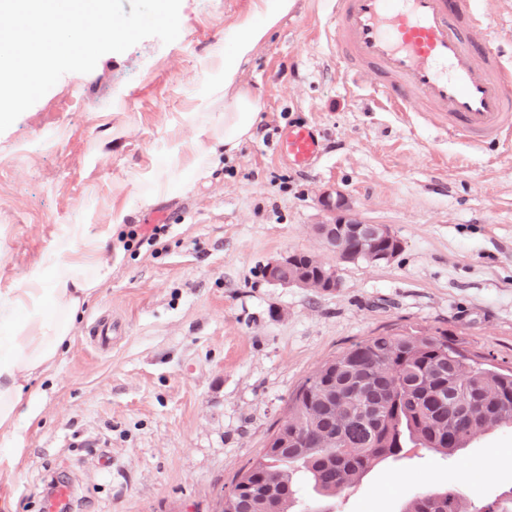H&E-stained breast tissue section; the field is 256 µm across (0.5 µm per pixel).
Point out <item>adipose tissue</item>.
<instances>
[{
  "mask_svg": "<svg viewBox=\"0 0 512 512\" xmlns=\"http://www.w3.org/2000/svg\"><path fill=\"white\" fill-rule=\"evenodd\" d=\"M295 0H275L260 21L245 22L233 33V50L224 57V109L210 115L211 130L196 155L183 160L171 155L162 181L139 195L142 209L155 205L160 193L189 185L205 174L217 150L233 154L252 135L259 107L241 84V66L293 11ZM81 249L54 265L50 279L32 273L21 287L0 289V438L22 448L20 422L32 414L41 383L47 379L69 340L75 316L111 277V266L99 265L98 253L112 242L111 227L81 229Z\"/></svg>",
  "mask_w": 512,
  "mask_h": 512,
  "instance_id": "adipose-tissue-1",
  "label": "adipose tissue"
}]
</instances>
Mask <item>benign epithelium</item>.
I'll list each match as a JSON object with an SVG mask.
<instances>
[{
  "mask_svg": "<svg viewBox=\"0 0 512 512\" xmlns=\"http://www.w3.org/2000/svg\"><path fill=\"white\" fill-rule=\"evenodd\" d=\"M321 205L327 218L315 226V233L325 247L336 252L340 259L354 261L363 256L370 263L379 264L399 252V239L386 226L375 225L355 216L348 198L342 192L324 195ZM265 274L270 282L283 287L294 286L320 293H332L340 287L336 270L326 266L322 267L317 280L299 277L293 254L269 263Z\"/></svg>",
  "mask_w": 512,
  "mask_h": 512,
  "instance_id": "benign-epithelium-1",
  "label": "benign epithelium"
}]
</instances>
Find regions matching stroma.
Masks as SVG:
<instances>
[{
  "label": "stroma",
  "instance_id": "obj_1",
  "mask_svg": "<svg viewBox=\"0 0 512 512\" xmlns=\"http://www.w3.org/2000/svg\"><path fill=\"white\" fill-rule=\"evenodd\" d=\"M271 0H181L180 34L108 53L67 73L0 133V289L44 268L74 225L123 221L99 254L112 277L79 314L41 384L15 467H0V512H44L47 485L75 492L74 512H213L321 364L369 336L447 331L465 353L512 368V144L442 135L426 112H391L348 76L329 0L294 10L245 67L259 114L250 139L210 174L140 210L172 150L191 155L198 115L223 111L224 39ZM491 41L512 59V0H496ZM315 129L309 167L277 150ZM400 240L390 261L346 262L313 232L324 192ZM165 225L157 245L135 228ZM335 269L332 293L285 288L265 269L282 255ZM119 336L101 350L96 320ZM457 486L472 498L512 489V429L453 457L410 448L369 469L331 512H401L414 493Z\"/></svg>",
  "mask_w": 512,
  "mask_h": 512
}]
</instances>
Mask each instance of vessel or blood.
Returning <instances> with one entry per match:
<instances>
[{"mask_svg":"<svg viewBox=\"0 0 512 512\" xmlns=\"http://www.w3.org/2000/svg\"><path fill=\"white\" fill-rule=\"evenodd\" d=\"M493 0H332L335 48L346 70H373L372 97L395 112L424 102L449 137L512 142V62L469 43ZM279 150L312 164L320 141L308 126L283 133Z\"/></svg>","mask_w":512,"mask_h":512,"instance_id":"b4317fda","label":"vessel or blood"}]
</instances>
